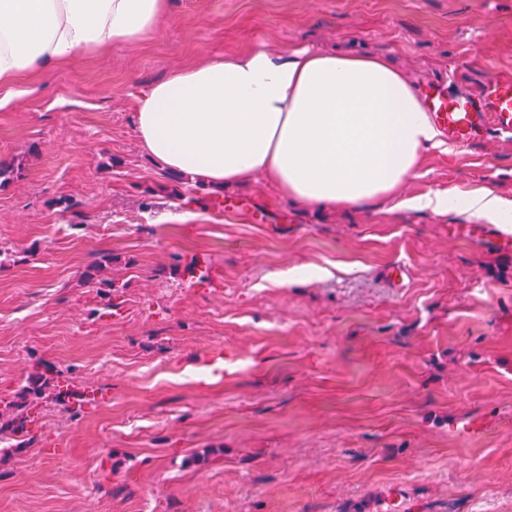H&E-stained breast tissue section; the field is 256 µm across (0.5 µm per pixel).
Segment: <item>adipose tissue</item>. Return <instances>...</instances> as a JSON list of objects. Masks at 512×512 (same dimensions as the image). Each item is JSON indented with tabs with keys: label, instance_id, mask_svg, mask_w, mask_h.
Here are the masks:
<instances>
[{
	"label": "adipose tissue",
	"instance_id": "adipose-tissue-1",
	"mask_svg": "<svg viewBox=\"0 0 512 512\" xmlns=\"http://www.w3.org/2000/svg\"><path fill=\"white\" fill-rule=\"evenodd\" d=\"M166 0H0V84L151 36ZM134 129L167 170L214 188L254 177L303 206L389 197L427 149L448 145L420 97L379 55L256 48L171 72L138 100ZM493 224L512 203L489 189L424 194Z\"/></svg>",
	"mask_w": 512,
	"mask_h": 512
}]
</instances>
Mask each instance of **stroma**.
I'll use <instances>...</instances> for the list:
<instances>
[{
	"mask_svg": "<svg viewBox=\"0 0 512 512\" xmlns=\"http://www.w3.org/2000/svg\"><path fill=\"white\" fill-rule=\"evenodd\" d=\"M167 5L148 39L0 86V397L56 370L0 452V512H386L395 488L405 512H512V251L402 204L512 202V134L321 209L175 178L134 130L150 85L257 46L481 94L512 77V0Z\"/></svg>",
	"mask_w": 512,
	"mask_h": 512,
	"instance_id": "obj_1",
	"label": "stroma"
}]
</instances>
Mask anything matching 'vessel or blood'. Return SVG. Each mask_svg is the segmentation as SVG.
Returning a JSON list of instances; mask_svg holds the SVG:
<instances>
[{
  "label": "vessel or blood",
  "instance_id": "vessel-or-blood-1",
  "mask_svg": "<svg viewBox=\"0 0 512 512\" xmlns=\"http://www.w3.org/2000/svg\"><path fill=\"white\" fill-rule=\"evenodd\" d=\"M427 110L450 144L466 147L486 139L490 133H512V78L490 85L484 95L438 93L428 99ZM478 235L489 253L512 247V231L483 224Z\"/></svg>",
  "mask_w": 512,
  "mask_h": 512
}]
</instances>
